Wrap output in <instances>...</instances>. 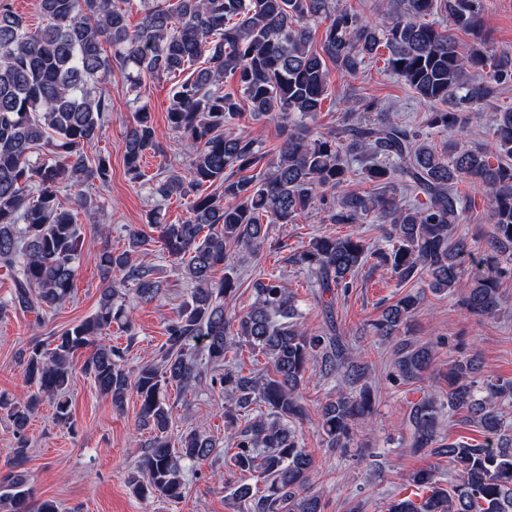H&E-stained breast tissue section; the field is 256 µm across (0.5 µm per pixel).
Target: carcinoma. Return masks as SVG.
Segmentation results:
<instances>
[{"mask_svg": "<svg viewBox=\"0 0 512 512\" xmlns=\"http://www.w3.org/2000/svg\"><path fill=\"white\" fill-rule=\"evenodd\" d=\"M140 3L142 20L131 28L115 0H37L42 24L35 29L9 4H0V269L13 280L14 308L34 316L39 327L47 312L71 297L85 237L59 193L84 183L104 187L112 179L110 156L91 160L86 153L112 119L106 93L112 71L128 72L135 88L143 74L167 77L192 69L175 86L167 112L188 168L157 180L154 192L163 199L193 196L190 215L179 224L149 216L161 249L192 288L167 323L159 362L131 370L124 365L126 349L109 335L116 325L127 341L134 340L132 311L117 303L123 291L132 290L143 304L161 293L154 270L134 260L149 239L133 230L127 247L112 249L109 227L97 222L98 208L78 196V207L103 239L95 255L98 309L20 352L36 392L23 403L0 396L16 436L10 471L0 479V507L58 512L54 501L34 504L25 469L28 428L44 397L55 402L56 423L70 424L67 393L75 356L89 348L82 370L97 391L117 407L135 392L140 421L152 432L128 476L138 498L180 500L185 486L178 461L219 458L213 440L196 430L172 438L163 394L169 385L189 387L207 377L211 387L235 396V411L225 414L235 449L231 465L262 482L257 489L237 485L234 498L246 512H322L320 496L308 492L315 460L296 430L305 416L299 388L312 362L325 377L342 373L344 389L322 409L321 436L327 448L346 452L356 427L373 414L366 366L350 357L336 328H302L292 294L274 274L254 283L256 298L246 312L225 314L224 297L238 286L237 271L224 265L226 256L261 249L267 225L291 224L318 203L325 223L382 221L389 243L381 250L357 234H326L294 254L295 263L315 274L319 298L330 295L326 307L349 292L357 270L370 261L401 283L424 275L432 292H450L462 284L474 258L472 243L456 227L475 198L458 186L476 182L490 207L492 255L486 269L470 277L463 306L474 316H496L501 282L512 276V108L493 110L488 143L472 145L464 135L490 110L495 94L512 86V51L487 49L482 0H388L381 20L337 0H177L174 8L160 0ZM439 16L448 18V27L436 21ZM315 23L323 25L319 52L311 48ZM452 29L472 37L467 55L458 51ZM381 48L387 50V70L431 106L424 125L448 134V143L437 146L375 99L350 93L342 98L339 131L313 127L328 95L330 68L351 77ZM228 84L233 90L226 92ZM244 104L254 120L280 125L282 139L272 150L257 137L231 132ZM36 150L47 159L32 160ZM150 151L163 147L142 106L125 137L131 179L144 177L143 158ZM355 162L375 191L348 189ZM396 173L424 200L406 204L389 192ZM211 187L223 190L224 202ZM219 266L224 276L217 281ZM419 302V295L407 293L374 324L377 335L395 340V383L422 382L431 371V350L397 335ZM242 345L264 356L272 373L251 376L224 368L228 353ZM506 401H512V380L482 375L477 353L455 359L446 399L424 393L410 403L408 423L410 451L447 458L457 478L445 489L434 467L413 472L411 480L429 496L420 503L396 500L390 512H512V427L500 412ZM260 403L265 411L238 425L237 413ZM445 409L463 414L486 439L445 442Z\"/></svg>", "mask_w": 512, "mask_h": 512, "instance_id": "obj_1", "label": "carcinoma"}]
</instances>
